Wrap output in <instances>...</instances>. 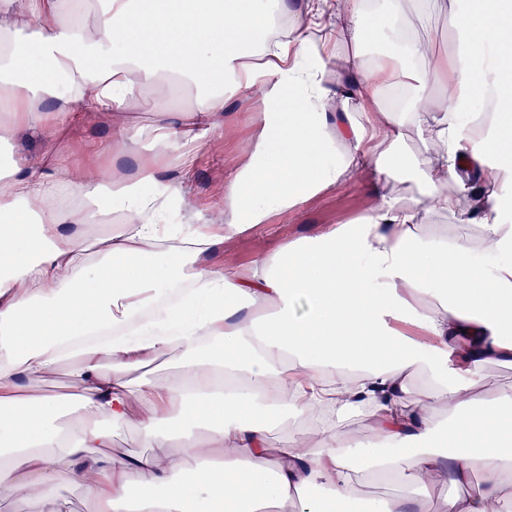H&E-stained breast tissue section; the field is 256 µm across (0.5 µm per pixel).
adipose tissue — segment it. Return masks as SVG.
Here are the masks:
<instances>
[{
    "mask_svg": "<svg viewBox=\"0 0 512 512\" xmlns=\"http://www.w3.org/2000/svg\"><path fill=\"white\" fill-rule=\"evenodd\" d=\"M15 2L0 0V114L42 150L0 160V498L77 485L91 512H424L445 485L438 512H507L512 407L477 386L512 365V0L491 23L484 0H385L380 18L369 0ZM432 10L452 53L413 33ZM275 12L287 40L259 41ZM331 14L354 48L334 85ZM385 39L396 51L363 59ZM255 85L256 140L217 223H165L185 204L167 167ZM134 106L156 120L128 125ZM98 119L112 139L93 136ZM410 133L429 159L407 198L391 179ZM64 138L93 159L144 156L65 176ZM364 170L374 205L352 223L245 276L209 263L221 240ZM162 358L159 379L146 367ZM63 364L76 427L57 398L26 393ZM292 416L314 421L309 439ZM120 426L145 454L113 457ZM376 476L392 492L356 498Z\"/></svg>",
    "mask_w": 512,
    "mask_h": 512,
    "instance_id": "ef3b65f1",
    "label": "adipose tissue"
}]
</instances>
